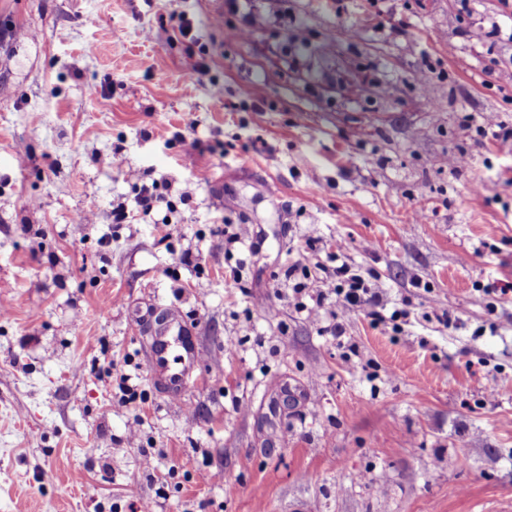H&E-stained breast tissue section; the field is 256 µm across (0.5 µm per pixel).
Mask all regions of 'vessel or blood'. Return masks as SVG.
Returning <instances> with one entry per match:
<instances>
[{
	"label": "vessel or blood",
	"instance_id": "b4317fda",
	"mask_svg": "<svg viewBox=\"0 0 512 512\" xmlns=\"http://www.w3.org/2000/svg\"><path fill=\"white\" fill-rule=\"evenodd\" d=\"M200 363L201 348L189 326L172 316L156 329L147 354V369L150 377L163 380L172 398L184 399Z\"/></svg>",
	"mask_w": 512,
	"mask_h": 512
}]
</instances>
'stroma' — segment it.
<instances>
[{
    "label": "stroma",
    "instance_id": "stroma-1",
    "mask_svg": "<svg viewBox=\"0 0 512 512\" xmlns=\"http://www.w3.org/2000/svg\"><path fill=\"white\" fill-rule=\"evenodd\" d=\"M489 115L512 0H0V512H512ZM339 247L380 313L340 340L308 319ZM150 304L197 332L185 400Z\"/></svg>",
    "mask_w": 512,
    "mask_h": 512
}]
</instances>
